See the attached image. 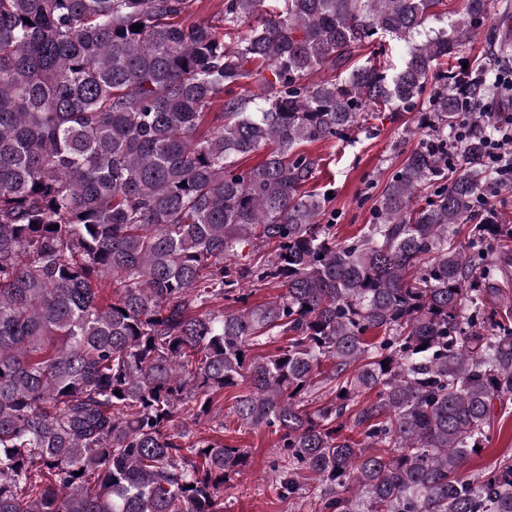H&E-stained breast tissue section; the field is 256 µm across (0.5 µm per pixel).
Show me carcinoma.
I'll return each mask as SVG.
<instances>
[{
    "label": "carcinoma",
    "instance_id": "1",
    "mask_svg": "<svg viewBox=\"0 0 512 512\" xmlns=\"http://www.w3.org/2000/svg\"><path fill=\"white\" fill-rule=\"evenodd\" d=\"M464 2L224 0L221 33L183 24L195 0H0V512H224L230 389L309 512H512V456L464 472L512 405V227L460 238L495 131L460 111L484 83L433 71L512 0ZM378 37L398 72L353 65ZM424 95L431 137L337 240L300 146ZM249 283L281 292L253 306Z\"/></svg>",
    "mask_w": 512,
    "mask_h": 512
}]
</instances>
